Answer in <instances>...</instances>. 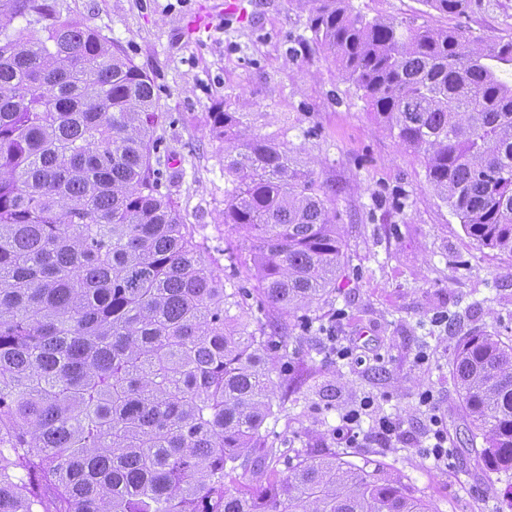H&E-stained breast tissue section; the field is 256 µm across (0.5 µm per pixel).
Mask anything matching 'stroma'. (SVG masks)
Returning <instances> with one entry per match:
<instances>
[{
	"label": "stroma",
	"instance_id": "stroma-1",
	"mask_svg": "<svg viewBox=\"0 0 512 512\" xmlns=\"http://www.w3.org/2000/svg\"><path fill=\"white\" fill-rule=\"evenodd\" d=\"M60 15L100 31L148 74L158 97L156 135L164 189L179 204L203 258L227 277L224 248L247 254L224 222V143L211 134L215 106L240 112L251 132L283 142L334 191L345 263L312 327L280 331L271 351L284 373L261 445L275 458L260 474L236 470L228 487L256 489L287 476L296 454L339 453L377 463L433 512H512V470H485L468 438L452 373L461 340H512V254L479 248L427 187L422 158L384 131L362 93L312 40L293 0H56ZM368 16L512 39V0H473L468 14L424 0H352ZM202 16L206 27L189 31ZM342 344L353 355L338 360ZM432 392L450 453L427 458ZM374 404L351 447L340 418ZM390 417L396 438L375 425Z\"/></svg>",
	"mask_w": 512,
	"mask_h": 512
}]
</instances>
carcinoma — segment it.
Wrapping results in <instances>:
<instances>
[{"label": "carcinoma", "instance_id": "obj_1", "mask_svg": "<svg viewBox=\"0 0 512 512\" xmlns=\"http://www.w3.org/2000/svg\"><path fill=\"white\" fill-rule=\"evenodd\" d=\"M293 2L467 235L512 253V40ZM424 2L462 15L470 0ZM156 111L149 77L100 32L54 0H0V512H433L336 454L225 486L266 462L280 325L259 313L311 323L345 244L313 173L218 108L224 223L251 243L255 280L226 290L161 191ZM453 373L484 468L512 470V344L470 336Z\"/></svg>", "mask_w": 512, "mask_h": 512}]
</instances>
